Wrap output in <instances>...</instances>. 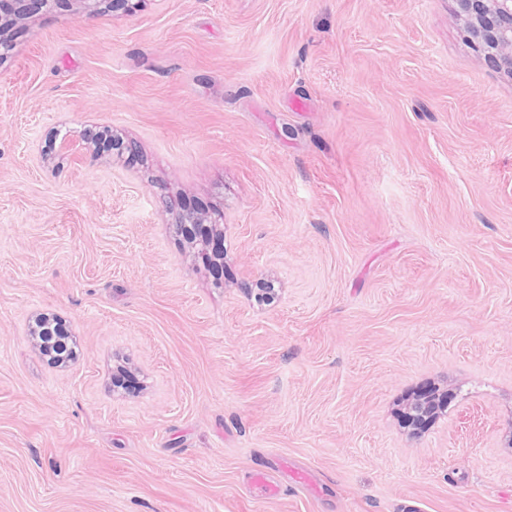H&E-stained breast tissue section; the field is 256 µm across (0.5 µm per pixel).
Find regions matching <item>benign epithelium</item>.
<instances>
[{
  "label": "benign epithelium",
  "mask_w": 512,
  "mask_h": 512,
  "mask_svg": "<svg viewBox=\"0 0 512 512\" xmlns=\"http://www.w3.org/2000/svg\"><path fill=\"white\" fill-rule=\"evenodd\" d=\"M140 0H0V41L6 40L17 26L39 16L51 4L68 8L75 18L94 17L109 13H130ZM458 13L467 24L475 40V47L497 68L512 76V0H456ZM100 137L97 132L87 131L77 141L78 151L72 152L59 146V155L80 166L92 163L96 155L91 146ZM187 224V235L197 233L199 226L210 225L213 233L223 237V225L203 214L180 217Z\"/></svg>",
  "instance_id": "7a95c632"
}]
</instances>
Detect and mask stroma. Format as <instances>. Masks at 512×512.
Masks as SVG:
<instances>
[{
    "label": "stroma",
    "instance_id": "stroma-1",
    "mask_svg": "<svg viewBox=\"0 0 512 512\" xmlns=\"http://www.w3.org/2000/svg\"><path fill=\"white\" fill-rule=\"evenodd\" d=\"M94 127L135 156L43 163ZM173 198L223 214V277ZM40 312L77 360L32 346ZM430 384L450 403L411 433ZM276 458L308 481L268 498L251 477ZM0 512H512V77L455 0H144L19 29ZM53 317L52 314L48 312L38 313L30 322L28 327V336L31 343L37 348V344H40V352L49 360H60L62 358H67L68 361H73L77 358L80 348L77 343V339L75 336H66L67 345L63 350H59L54 344V339L52 336H38V324H40L43 320H51ZM36 336H38V342L36 340Z\"/></svg>",
    "mask_w": 512,
    "mask_h": 512
}]
</instances>
